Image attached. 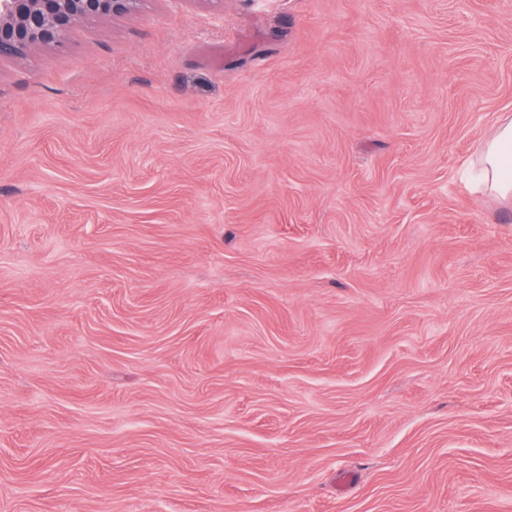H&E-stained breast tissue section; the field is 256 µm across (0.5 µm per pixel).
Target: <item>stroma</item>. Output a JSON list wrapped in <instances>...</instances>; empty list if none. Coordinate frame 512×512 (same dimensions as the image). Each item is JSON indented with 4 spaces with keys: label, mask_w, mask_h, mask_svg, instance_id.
<instances>
[{
    "label": "stroma",
    "mask_w": 512,
    "mask_h": 512,
    "mask_svg": "<svg viewBox=\"0 0 512 512\" xmlns=\"http://www.w3.org/2000/svg\"><path fill=\"white\" fill-rule=\"evenodd\" d=\"M512 0H140L0 59V512H512ZM486 192L512 196V115H506L484 143L479 158Z\"/></svg>",
    "instance_id": "35a3bbf8"
}]
</instances>
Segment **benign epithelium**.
Returning <instances> with one entry per match:
<instances>
[{
	"mask_svg": "<svg viewBox=\"0 0 512 512\" xmlns=\"http://www.w3.org/2000/svg\"><path fill=\"white\" fill-rule=\"evenodd\" d=\"M140 0H0V58L61 46L77 23L132 12Z\"/></svg>",
	"mask_w": 512,
	"mask_h": 512,
	"instance_id": "1",
	"label": "benign epithelium"
}]
</instances>
